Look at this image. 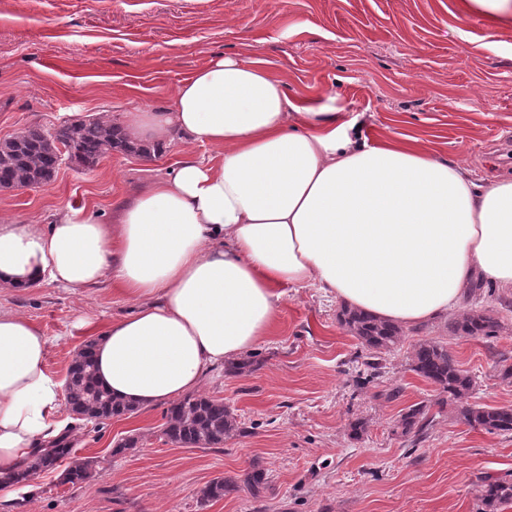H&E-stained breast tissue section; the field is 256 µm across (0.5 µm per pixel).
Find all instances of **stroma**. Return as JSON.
<instances>
[{
  "instance_id": "1",
  "label": "stroma",
  "mask_w": 512,
  "mask_h": 512,
  "mask_svg": "<svg viewBox=\"0 0 512 512\" xmlns=\"http://www.w3.org/2000/svg\"><path fill=\"white\" fill-rule=\"evenodd\" d=\"M222 55L257 59L291 99L320 98L357 118L368 140H418L484 180L512 176V24L491 27L460 0H0V141L31 127L163 109L174 87ZM210 146L175 143L146 161L124 153L95 167H60L36 189H0V216L53 223L66 212L111 213L118 201L183 154ZM508 306L469 292L459 313L404 326L379 374L342 326L343 306L317 289L289 291L248 376L215 369L201 388L223 399L247 429L222 449L166 443L162 407L81 423L65 465L91 458L88 483L45 472L18 509L0 512H478L482 478L512 473V434L460 419L457 402L412 371L423 340L447 344L475 386L467 401L512 405V290ZM134 301L111 282L75 293L41 282L0 288V310L25 315L49 339L47 368L65 378L76 352ZM490 310L497 339L465 338L460 316ZM426 404L422 436L395 431L401 413ZM362 422L360 435L350 425ZM137 448L116 455L121 438ZM267 469L271 488L200 507L196 492L218 476Z\"/></svg>"
}]
</instances>
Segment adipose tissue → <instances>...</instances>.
<instances>
[{
    "label": "adipose tissue",
    "instance_id": "1",
    "mask_svg": "<svg viewBox=\"0 0 512 512\" xmlns=\"http://www.w3.org/2000/svg\"><path fill=\"white\" fill-rule=\"evenodd\" d=\"M121 128L162 153L186 137L217 154L175 161L106 221L0 217V288L108 280L136 302L96 340L115 398L147 409L197 390L270 336L289 288L404 325L458 310L474 282L512 289V177L476 180L414 139L367 142L357 119L290 99L261 61L214 59ZM48 347L0 312V472L64 428Z\"/></svg>",
    "mask_w": 512,
    "mask_h": 512
}]
</instances>
